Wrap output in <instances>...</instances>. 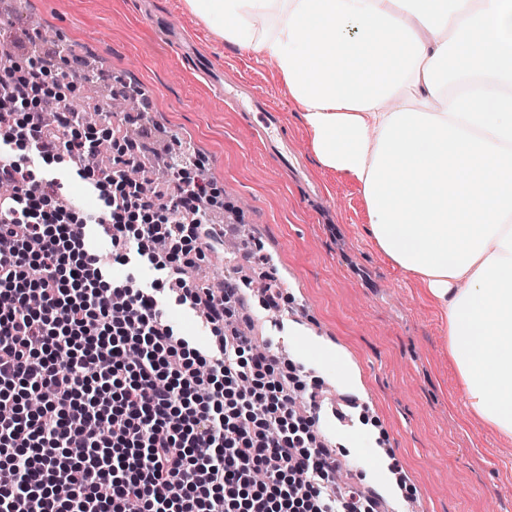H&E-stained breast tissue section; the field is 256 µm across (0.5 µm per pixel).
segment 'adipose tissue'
<instances>
[{
    "mask_svg": "<svg viewBox=\"0 0 512 512\" xmlns=\"http://www.w3.org/2000/svg\"><path fill=\"white\" fill-rule=\"evenodd\" d=\"M272 60L321 168L441 314L468 417L512 437V0H184Z\"/></svg>",
    "mask_w": 512,
    "mask_h": 512,
    "instance_id": "obj_1",
    "label": "adipose tissue"
}]
</instances>
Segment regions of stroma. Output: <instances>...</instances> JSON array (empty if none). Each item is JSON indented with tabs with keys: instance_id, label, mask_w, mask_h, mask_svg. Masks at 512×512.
Listing matches in <instances>:
<instances>
[{
	"instance_id": "obj_1",
	"label": "stroma",
	"mask_w": 512,
	"mask_h": 512,
	"mask_svg": "<svg viewBox=\"0 0 512 512\" xmlns=\"http://www.w3.org/2000/svg\"><path fill=\"white\" fill-rule=\"evenodd\" d=\"M2 13L14 29L37 27L48 46L97 61L98 91L79 86L69 100L107 112L112 140L127 127L109 112L121 82L141 91L150 118L146 162L160 164L182 141L194 147L216 194L209 223L250 225L247 245L267 258L242 274L255 345L301 380L311 373L305 343L331 353L317 391L348 419L322 431L343 483L375 494L380 512H512V438L466 418L437 309L373 246L360 189L319 167L272 62L218 39L184 0H0ZM211 69L275 110L287 158L266 151L261 114L225 104ZM267 276L285 295L274 310L254 292Z\"/></svg>"
}]
</instances>
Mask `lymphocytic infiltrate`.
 Returning <instances> with one entry per match:
<instances>
[{
    "label": "lymphocytic infiltrate",
    "instance_id": "f902f5d3",
    "mask_svg": "<svg viewBox=\"0 0 512 512\" xmlns=\"http://www.w3.org/2000/svg\"><path fill=\"white\" fill-rule=\"evenodd\" d=\"M0 78L38 86L64 68L25 57ZM67 98H0V512H374L357 489H326L335 465L316 443L317 415L297 408L278 358L228 334L240 283L209 288L189 268L215 242L202 203L211 187L175 170L153 194H126L139 167L126 138L112 164L80 136ZM80 157L70 175L97 197L76 214L50 164ZM112 227V256L147 258L177 302L203 312L201 349L167 318L155 288L114 278L92 253L88 225Z\"/></svg>",
    "mask_w": 512,
    "mask_h": 512
}]
</instances>
